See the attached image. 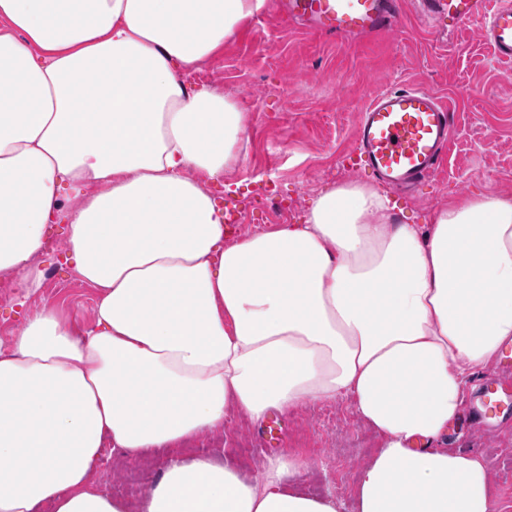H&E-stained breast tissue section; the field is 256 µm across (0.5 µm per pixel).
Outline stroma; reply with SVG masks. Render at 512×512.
<instances>
[{"mask_svg":"<svg viewBox=\"0 0 512 512\" xmlns=\"http://www.w3.org/2000/svg\"><path fill=\"white\" fill-rule=\"evenodd\" d=\"M277 0L225 42L223 51L188 77V86L217 88L251 112L240 164L207 182L216 200L272 193L283 206L270 216L254 204L243 212L239 236L301 223L310 202L329 185L374 183L370 171L355 168L358 115L375 95L390 88L422 86L436 91L450 110L448 151L434 179L412 193L388 189L400 222L427 223L440 203L463 193L512 194V66L498 62L483 37L482 18L432 32L404 4L405 24L383 38L340 42L301 29L281 18ZM53 246L42 247L36 264L41 285L27 289L13 278L9 301L0 302V340L9 341L31 311L58 306L82 322L93 314L98 292L66 262L67 226L51 225ZM288 434L281 448H263L261 428L230 414L224 431L191 440L192 455L228 458L251 481L276 454L303 458L295 484L312 496H336L340 512H354L360 468L375 439L351 408L349 398L320 404L311 400L286 413ZM450 447L480 455L495 490L499 512H512V405L485 421H457Z\"/></svg>","mask_w":512,"mask_h":512,"instance_id":"1","label":"stroma"}]
</instances>
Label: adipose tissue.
<instances>
[{"label": "adipose tissue", "mask_w": 512, "mask_h": 512, "mask_svg": "<svg viewBox=\"0 0 512 512\" xmlns=\"http://www.w3.org/2000/svg\"><path fill=\"white\" fill-rule=\"evenodd\" d=\"M266 0H0V276L38 287L47 225L98 288L0 347V512H339L296 456L258 481L183 454L227 411L260 423L352 398L379 445L356 512H496L480 456L448 449L465 388L512 341V196L401 224L385 191H321L303 223L224 241L203 183L252 123L187 88ZM170 455L137 505L96 486L104 446Z\"/></svg>", "instance_id": "obj_1"}]
</instances>
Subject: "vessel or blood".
I'll list each match as a JSON object with an SVG mask.
<instances>
[{
	"label": "vessel or blood",
	"instance_id": "obj_1",
	"mask_svg": "<svg viewBox=\"0 0 512 512\" xmlns=\"http://www.w3.org/2000/svg\"><path fill=\"white\" fill-rule=\"evenodd\" d=\"M404 0H279L289 21L307 25L341 41L372 38L394 30L403 20ZM433 27L445 20L467 24L485 19V36L495 57L512 62V0H424ZM447 104L432 90L412 87L387 90L362 109L356 155L386 184L408 188L433 176L448 147Z\"/></svg>",
	"mask_w": 512,
	"mask_h": 512
}]
</instances>
